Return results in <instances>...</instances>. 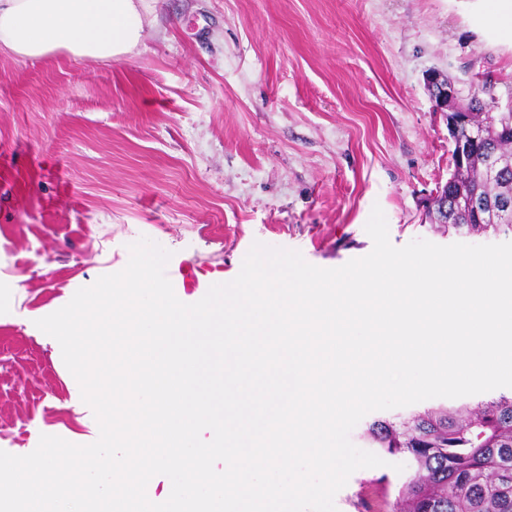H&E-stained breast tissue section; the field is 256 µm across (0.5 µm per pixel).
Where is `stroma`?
<instances>
[{
  "label": "stroma",
  "mask_w": 512,
  "mask_h": 512,
  "mask_svg": "<svg viewBox=\"0 0 512 512\" xmlns=\"http://www.w3.org/2000/svg\"><path fill=\"white\" fill-rule=\"evenodd\" d=\"M483 0H147L109 62L0 51V450L94 442L58 343L36 320L122 270L148 237L187 304L233 280L254 242L338 268L455 236L423 222L453 171L427 75L512 102V42ZM388 484H381V476ZM404 473L354 472L338 512H403Z\"/></svg>",
  "instance_id": "stroma-1"
}]
</instances>
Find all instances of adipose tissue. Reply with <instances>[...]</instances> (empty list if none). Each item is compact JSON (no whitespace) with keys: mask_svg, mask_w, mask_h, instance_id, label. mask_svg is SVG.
<instances>
[{"mask_svg":"<svg viewBox=\"0 0 512 512\" xmlns=\"http://www.w3.org/2000/svg\"><path fill=\"white\" fill-rule=\"evenodd\" d=\"M144 0H0V50L23 60L63 52L112 61L132 52Z\"/></svg>","mask_w":512,"mask_h":512,"instance_id":"adipose-tissue-1","label":"adipose tissue"}]
</instances>
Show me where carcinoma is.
<instances>
[{
    "label": "carcinoma",
    "instance_id": "cac0c4a2",
    "mask_svg": "<svg viewBox=\"0 0 512 512\" xmlns=\"http://www.w3.org/2000/svg\"><path fill=\"white\" fill-rule=\"evenodd\" d=\"M494 84L485 79L463 106L469 124L483 128L468 166L451 175L465 199L484 202L474 220L466 206L448 207V232L462 239L512 232V107L497 112ZM503 172L484 176L488 162ZM366 435L375 448L403 456L410 472L399 489L408 512H512V394L460 407H430L405 418H378Z\"/></svg>",
    "mask_w": 512,
    "mask_h": 512
}]
</instances>
